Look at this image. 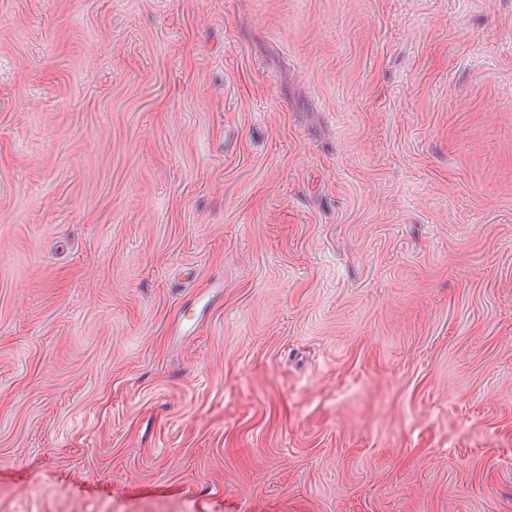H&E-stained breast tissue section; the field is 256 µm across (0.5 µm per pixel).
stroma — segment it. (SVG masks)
<instances>
[{"label": "stroma", "instance_id": "1", "mask_svg": "<svg viewBox=\"0 0 512 512\" xmlns=\"http://www.w3.org/2000/svg\"><path fill=\"white\" fill-rule=\"evenodd\" d=\"M0 512H512V0H0Z\"/></svg>", "mask_w": 512, "mask_h": 512}]
</instances>
